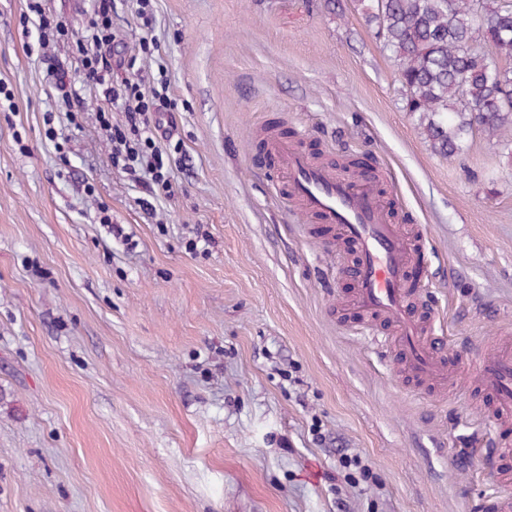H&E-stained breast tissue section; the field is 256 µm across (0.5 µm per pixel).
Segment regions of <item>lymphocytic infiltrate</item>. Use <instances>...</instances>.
<instances>
[{
	"label": "lymphocytic infiltrate",
	"instance_id": "f902f5d3",
	"mask_svg": "<svg viewBox=\"0 0 512 512\" xmlns=\"http://www.w3.org/2000/svg\"><path fill=\"white\" fill-rule=\"evenodd\" d=\"M112 0H94L93 18L76 46L80 60V78L88 89H105L113 102L121 104L124 119L113 122L111 113L100 111L96 121L112 144L111 162L121 168L135 183L143 185L146 195L139 203L151 210L152 197L171 189L172 155L156 143L160 129L158 114L170 111L169 82L165 71L153 78L137 76L111 84L113 69L133 68L137 59L154 58L159 44L153 39H142L134 54L113 57L120 35L112 24Z\"/></svg>",
	"mask_w": 512,
	"mask_h": 512
}]
</instances>
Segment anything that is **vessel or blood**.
<instances>
[{
  "label": "vessel or blood",
  "mask_w": 512,
  "mask_h": 512,
  "mask_svg": "<svg viewBox=\"0 0 512 512\" xmlns=\"http://www.w3.org/2000/svg\"><path fill=\"white\" fill-rule=\"evenodd\" d=\"M266 150L272 170L283 178L285 199L298 202L304 217L338 225L342 237L356 248L357 261L346 271L356 288L352 306L391 322L413 378L429 384L446 381L459 355L446 336L436 334L433 318L417 314V298L406 282L422 240L397 224L399 205L386 199L381 175L359 181L336 178L277 133L267 134ZM480 356L478 381L493 400L482 423L506 424L512 419V335H500Z\"/></svg>",
  "instance_id": "b4317fda"
}]
</instances>
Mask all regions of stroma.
Wrapping results in <instances>:
<instances>
[{
  "instance_id": "obj_1",
  "label": "stroma",
  "mask_w": 512,
  "mask_h": 512,
  "mask_svg": "<svg viewBox=\"0 0 512 512\" xmlns=\"http://www.w3.org/2000/svg\"><path fill=\"white\" fill-rule=\"evenodd\" d=\"M124 43L154 37L177 151L155 197L110 162L79 88L66 112L27 0H0V512H479L512 495L483 460L479 348L512 328V148L450 161L404 110L397 64L353 0H130ZM50 50L78 84L86 0ZM285 130L319 161L380 170L423 238L418 283L452 347L420 385L348 307L354 259L302 219L257 156ZM121 228L111 234L103 216ZM206 234L197 243V234ZM372 473L350 476L341 455Z\"/></svg>"
}]
</instances>
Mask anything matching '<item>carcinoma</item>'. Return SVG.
Instances as JSON below:
<instances>
[{
  "mask_svg": "<svg viewBox=\"0 0 512 512\" xmlns=\"http://www.w3.org/2000/svg\"><path fill=\"white\" fill-rule=\"evenodd\" d=\"M355 2L435 154L457 157L476 132L512 143V0Z\"/></svg>",
  "mask_w": 512,
  "mask_h": 512,
  "instance_id": "1",
  "label": "carcinoma"
}]
</instances>
